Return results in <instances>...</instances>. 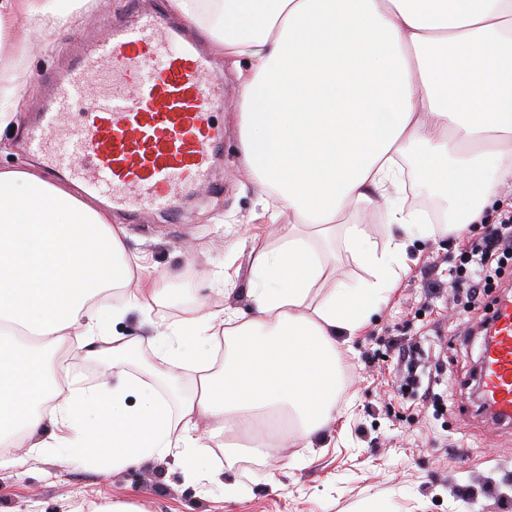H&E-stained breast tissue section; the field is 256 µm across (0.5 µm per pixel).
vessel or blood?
I'll use <instances>...</instances> for the list:
<instances>
[{"instance_id":"1","label":"vessel or blood","mask_w":512,"mask_h":512,"mask_svg":"<svg viewBox=\"0 0 512 512\" xmlns=\"http://www.w3.org/2000/svg\"><path fill=\"white\" fill-rule=\"evenodd\" d=\"M208 70L179 23L134 9L131 20L111 25L50 80L29 144L52 169L112 205L140 215L175 213L176 197L208 182L220 140L210 106L223 80L208 78ZM93 73L111 74V90L89 95ZM489 321L479 363L482 403L496 421L512 423V299L499 298Z\"/></svg>"}]
</instances>
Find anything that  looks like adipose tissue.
<instances>
[{"label": "adipose tissue", "mask_w": 512, "mask_h": 512, "mask_svg": "<svg viewBox=\"0 0 512 512\" xmlns=\"http://www.w3.org/2000/svg\"><path fill=\"white\" fill-rule=\"evenodd\" d=\"M93 0H0V65L19 17L70 30ZM206 27L238 83L246 173L288 214L274 248L251 250L253 314L186 310L158 336L161 375L188 364L194 389L170 412L148 380L76 387L47 355L81 348L121 373L135 341L107 326L147 316L162 295L143 257L129 256L111 215L42 171L0 169V446L43 455L109 443L113 468L185 449L184 467L254 425L283 423L286 441L314 447L336 419L342 346L379 311L419 235L453 237L480 223L512 179V0H169ZM412 155L422 184L444 199V224L420 223L396 190ZM385 202L378 247L345 211ZM342 232L369 271L336 283V257L316 248ZM224 338V361L212 343ZM141 395L125 404L126 388ZM212 426L199 434L202 420Z\"/></svg>", "instance_id": "1"}]
</instances>
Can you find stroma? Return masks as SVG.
<instances>
[{"instance_id":"35a3bbf8","label":"stroma","mask_w":512,"mask_h":512,"mask_svg":"<svg viewBox=\"0 0 512 512\" xmlns=\"http://www.w3.org/2000/svg\"><path fill=\"white\" fill-rule=\"evenodd\" d=\"M129 0H96L78 26L67 32L18 21L14 42L23 48L28 79L24 108L14 132L0 138V167L42 159L26 146L30 108L41 81L62 74L73 44L102 38L110 24L128 20ZM214 75L224 79V99L215 120L224 128L212 186L186 196L178 222L155 212L132 220L112 210L125 232L129 253L145 257L149 272L165 290L150 318L131 313L117 331L138 340L132 375L157 364L156 327L202 312L244 309L251 286L252 245L276 246L287 215L273 216L243 173L237 118L231 108L238 86L223 58ZM462 238H429L409 250V269L378 313L340 355L343 388L336 419L322 448L290 447L279 456L224 464L223 449L211 452L209 476L188 479L178 452L149 458L115 471L89 456L26 457L24 449L0 454V512H71L85 501L128 498L147 512H504L512 502V425H492L472 395L483 340L485 308L498 296H512V275L483 293L479 309L457 310L448 275L458 263ZM233 289H225V276ZM420 340L441 359L437 392L440 409L402 397L397 389V350ZM240 495L225 499V484ZM472 489L473 499L456 496Z\"/></svg>"}]
</instances>
